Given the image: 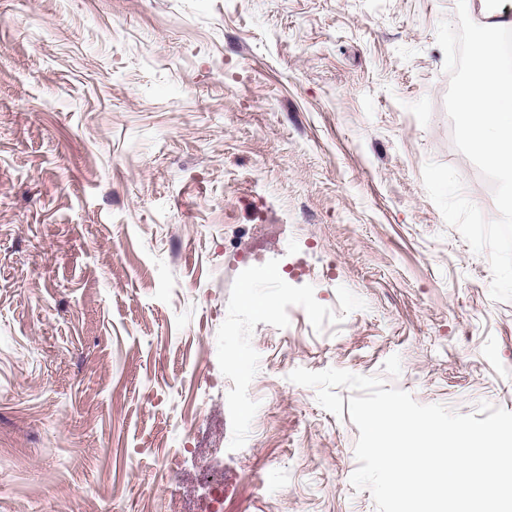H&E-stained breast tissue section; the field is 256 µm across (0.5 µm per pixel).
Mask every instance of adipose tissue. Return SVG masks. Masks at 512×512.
I'll return each instance as SVG.
<instances>
[{
	"label": "adipose tissue",
	"mask_w": 512,
	"mask_h": 512,
	"mask_svg": "<svg viewBox=\"0 0 512 512\" xmlns=\"http://www.w3.org/2000/svg\"><path fill=\"white\" fill-rule=\"evenodd\" d=\"M498 0H480L484 20L471 37V65L478 85L463 89L456 102L464 136L494 169L512 171V71L502 67L486 44L487 32L512 30V12Z\"/></svg>",
	"instance_id": "adipose-tissue-1"
}]
</instances>
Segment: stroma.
<instances>
[{
    "label": "stroma",
    "instance_id": "1",
    "mask_svg": "<svg viewBox=\"0 0 512 512\" xmlns=\"http://www.w3.org/2000/svg\"><path fill=\"white\" fill-rule=\"evenodd\" d=\"M478 0H0V512H376L298 368L512 411Z\"/></svg>",
    "mask_w": 512,
    "mask_h": 512
}]
</instances>
